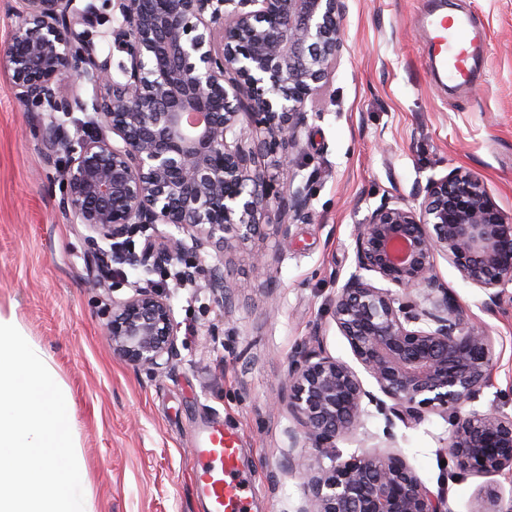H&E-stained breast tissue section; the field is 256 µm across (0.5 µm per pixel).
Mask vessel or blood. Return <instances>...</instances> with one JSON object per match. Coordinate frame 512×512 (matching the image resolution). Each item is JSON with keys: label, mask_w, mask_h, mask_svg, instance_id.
<instances>
[{"label": "vessel or blood", "mask_w": 512, "mask_h": 512, "mask_svg": "<svg viewBox=\"0 0 512 512\" xmlns=\"http://www.w3.org/2000/svg\"><path fill=\"white\" fill-rule=\"evenodd\" d=\"M425 27L432 68L443 72L454 85H468L485 50L486 32L466 18L437 11L428 14ZM239 454L234 433L206 428L197 435L195 491L207 512H250L257 487L251 477L240 472Z\"/></svg>", "instance_id": "obj_1"}]
</instances>
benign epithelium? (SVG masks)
Instances as JSON below:
<instances>
[{"mask_svg":"<svg viewBox=\"0 0 512 512\" xmlns=\"http://www.w3.org/2000/svg\"><path fill=\"white\" fill-rule=\"evenodd\" d=\"M24 0L0 68L11 76L25 109L93 110L87 134L73 141L65 124L48 126L52 151L67 155L63 209L90 232L96 255L120 264H182L198 272L201 252L215 244L246 249L262 224L277 221L282 240L304 215L309 186L279 181L289 148L306 125V102L335 68L343 47L342 0H117L122 21L102 34L94 0ZM124 55L112 70L114 52ZM90 84L92 103L62 84ZM246 122L261 139L252 146L237 132ZM271 158L255 164L254 154ZM155 224H171L191 243L159 234L142 254L131 238ZM357 270L336 293L332 317L351 352L391 403L367 391L346 361L310 347L291 359L279 404L288 430V473L295 448H311L304 464V496L295 512H449L394 451L364 449L346 460L336 441L362 425L363 403L388 423L420 424L431 412L448 416V459L461 472L512 469V417L491 408L465 412L493 371L491 338L455 303L438 275L446 258L462 278L491 291L512 283V216L474 174L454 169L428 182L416 206L382 203L355 225ZM397 288H378L361 271ZM213 300L231 295L224 269L202 270ZM112 350L129 363L158 372L177 352L168 294L147 286L112 304L106 326ZM331 465H323V458ZM493 488L477 495L470 512H502Z\"/></svg>","mask_w":512,"mask_h":512,"instance_id":"benign-epithelium-1","label":"benign epithelium"}]
</instances>
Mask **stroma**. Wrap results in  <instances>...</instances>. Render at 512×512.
<instances>
[{
    "instance_id": "1",
    "label": "stroma",
    "mask_w": 512,
    "mask_h": 512,
    "mask_svg": "<svg viewBox=\"0 0 512 512\" xmlns=\"http://www.w3.org/2000/svg\"><path fill=\"white\" fill-rule=\"evenodd\" d=\"M440 8L487 34L471 87H449L425 62L422 13ZM341 27L336 66L307 102L290 151L296 183L310 187L308 219L292 224L288 243L269 224L247 250L201 260L225 263L228 308L213 302L204 276L177 285L171 265L126 266L89 288L98 262L84 226L60 205L66 155L48 156L43 140L56 115L24 111L0 69V312L15 313L53 357L96 512H205L191 484L193 448L212 422L239 437V467L260 488L251 512H295L303 478L283 472L293 421L277 401L289 358L314 339L354 360L330 310L357 267L355 225L383 201L414 204L430 179L456 168L479 177L512 214V0H344ZM256 251L268 264L262 276L252 267ZM437 265L492 340V381L473 408L512 416V283L493 306L446 259ZM148 285L170 293L177 323L178 355L157 373L129 364L105 333L113 301ZM451 431L437 412L414 427L391 426L369 404L336 451L344 459L363 446L400 452L431 490H445L450 512H469L487 488L512 506L510 472L448 479L441 452Z\"/></svg>"
}]
</instances>
